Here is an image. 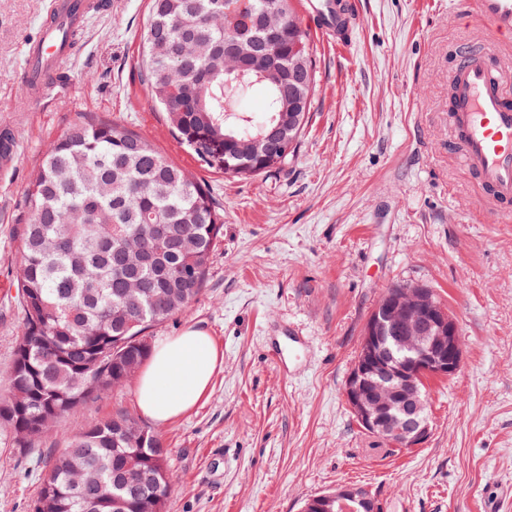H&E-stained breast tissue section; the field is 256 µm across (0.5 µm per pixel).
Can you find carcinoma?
Segmentation results:
<instances>
[{
  "label": "carcinoma",
  "instance_id": "1",
  "mask_svg": "<svg viewBox=\"0 0 512 512\" xmlns=\"http://www.w3.org/2000/svg\"><path fill=\"white\" fill-rule=\"evenodd\" d=\"M265 39L264 0H151L143 36L144 83L173 137L200 166L238 179L278 172L294 155L317 92L313 48L293 6ZM283 58L300 44L308 85L274 74L224 86V46ZM253 89L265 107L242 106ZM289 151L256 137L281 118ZM235 169L224 168V163ZM29 220L16 285L21 314L0 426L17 451L43 438L87 401L122 388L151 352L155 324L182 312L205 283L224 215L205 183L191 178L144 135L105 119L73 126L45 151L26 191ZM166 237L156 239L151 225ZM168 450L130 410L94 421L52 457L32 512H164L172 487Z\"/></svg>",
  "mask_w": 512,
  "mask_h": 512
}]
</instances>
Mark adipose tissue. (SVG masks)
<instances>
[{"label": "adipose tissue", "mask_w": 512, "mask_h": 512, "mask_svg": "<svg viewBox=\"0 0 512 512\" xmlns=\"http://www.w3.org/2000/svg\"><path fill=\"white\" fill-rule=\"evenodd\" d=\"M221 359L212 337L190 327L161 342L137 382L140 411L164 425L193 408L208 389Z\"/></svg>", "instance_id": "obj_1"}]
</instances>
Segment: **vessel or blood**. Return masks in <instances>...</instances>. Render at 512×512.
<instances>
[{"label": "vessel or blood", "mask_w": 512, "mask_h": 512, "mask_svg": "<svg viewBox=\"0 0 512 512\" xmlns=\"http://www.w3.org/2000/svg\"><path fill=\"white\" fill-rule=\"evenodd\" d=\"M474 15L488 23L502 41L512 40V0H473ZM103 0H52L51 14L25 47L24 64L14 75L40 104L51 81H66L74 36ZM307 13L317 30L336 46L351 41L353 0H307ZM449 119L460 153L472 168L489 202L504 218L512 217V77L484 51L459 55L451 79Z\"/></svg>", "instance_id": "vessel-or-blood-1"}]
</instances>
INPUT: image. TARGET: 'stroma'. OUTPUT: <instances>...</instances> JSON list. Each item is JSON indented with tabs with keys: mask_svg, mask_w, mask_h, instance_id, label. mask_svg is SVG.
<instances>
[{
	"mask_svg": "<svg viewBox=\"0 0 512 512\" xmlns=\"http://www.w3.org/2000/svg\"><path fill=\"white\" fill-rule=\"evenodd\" d=\"M111 2L35 112L12 76L50 0H0V131L18 150L0 169V378L19 334L14 230L32 171L74 125L107 119L148 136L224 211L202 292L150 331L156 344L199 327L224 355L198 404L158 429L173 477L166 512H301L341 482L382 512H512V222L481 197L448 117L455 57L484 48L512 69V43L466 0H357L348 47L307 29L317 94L294 157L238 180L200 167L142 84L148 0ZM399 285L432 290L464 355L426 384V442L397 451L360 427L343 388L369 316ZM290 330L303 345L280 346ZM119 406L136 408L134 385L62 418L42 450L60 452ZM5 435L0 512H31L35 460L4 451Z\"/></svg>",
	"mask_w": 512,
	"mask_h": 512,
	"instance_id": "1",
	"label": "stroma"
}]
</instances>
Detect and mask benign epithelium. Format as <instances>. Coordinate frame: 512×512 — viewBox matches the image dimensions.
Here are the masks:
<instances>
[{
	"label": "benign epithelium",
	"mask_w": 512,
	"mask_h": 512,
	"mask_svg": "<svg viewBox=\"0 0 512 512\" xmlns=\"http://www.w3.org/2000/svg\"><path fill=\"white\" fill-rule=\"evenodd\" d=\"M279 2H265L271 44L281 33ZM236 68L286 73L299 69L300 62L268 55L260 62L239 61ZM462 355L458 326L438 307L431 289L393 287L366 323L357 360L345 382V398L364 430L394 447L417 448L430 433L422 385L430 378L456 373ZM302 512H381V508L365 489L338 484L309 499Z\"/></svg>",
	"instance_id": "7a95c632"
}]
</instances>
